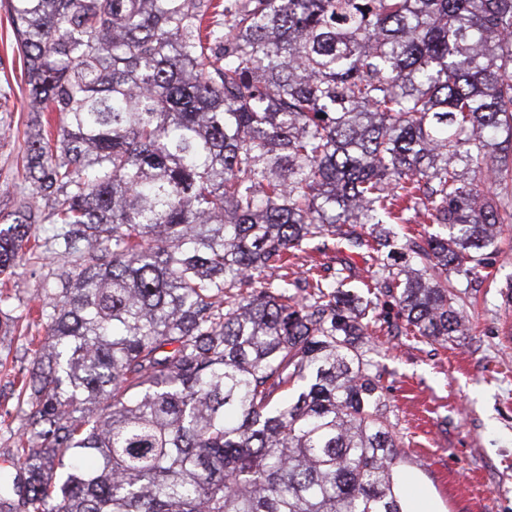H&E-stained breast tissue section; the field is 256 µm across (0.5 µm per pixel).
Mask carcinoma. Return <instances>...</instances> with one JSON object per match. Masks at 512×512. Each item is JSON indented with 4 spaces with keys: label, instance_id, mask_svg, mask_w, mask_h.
I'll return each mask as SVG.
<instances>
[{
    "label": "carcinoma",
    "instance_id": "obj_1",
    "mask_svg": "<svg viewBox=\"0 0 512 512\" xmlns=\"http://www.w3.org/2000/svg\"><path fill=\"white\" fill-rule=\"evenodd\" d=\"M211 8L10 0L59 126L28 141L0 273L46 223L75 266L40 306L0 512H404L356 340L381 296L407 335L465 333L451 276L480 277L512 220V0ZM344 250L369 258L362 292L313 259Z\"/></svg>",
    "mask_w": 512,
    "mask_h": 512
}]
</instances>
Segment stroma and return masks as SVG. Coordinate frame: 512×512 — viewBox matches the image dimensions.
<instances>
[{
    "instance_id": "1",
    "label": "stroma",
    "mask_w": 512,
    "mask_h": 512,
    "mask_svg": "<svg viewBox=\"0 0 512 512\" xmlns=\"http://www.w3.org/2000/svg\"><path fill=\"white\" fill-rule=\"evenodd\" d=\"M41 122L54 125L58 118L30 105L9 0H0L1 228L27 184V139ZM73 265L46 252L16 274L0 275V470H13L24 425L17 381L47 335L33 310ZM488 273L491 288L458 278L470 293V330L448 347L391 335V308L367 331V357L382 373L390 420L405 444L396 473L407 512H512V345L500 339L512 319V304L500 293L512 282V223L502 227Z\"/></svg>"
}]
</instances>
